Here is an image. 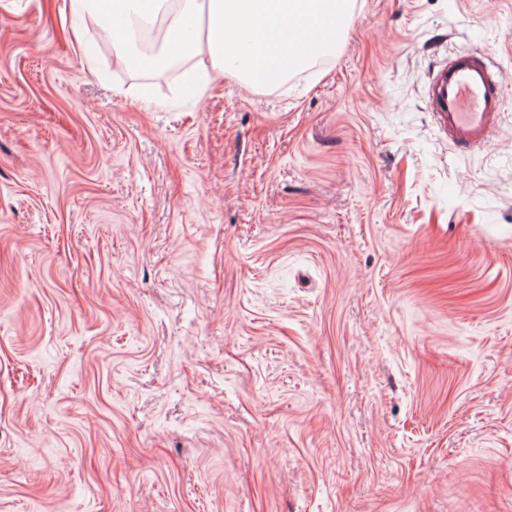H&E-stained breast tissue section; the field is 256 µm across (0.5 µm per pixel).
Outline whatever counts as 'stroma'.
Listing matches in <instances>:
<instances>
[{
    "instance_id": "obj_1",
    "label": "stroma",
    "mask_w": 512,
    "mask_h": 512,
    "mask_svg": "<svg viewBox=\"0 0 512 512\" xmlns=\"http://www.w3.org/2000/svg\"><path fill=\"white\" fill-rule=\"evenodd\" d=\"M62 2L0 0V512H512V0H352L201 95ZM505 79L482 52L457 54L439 70L430 95L450 143L471 151L491 141L504 106Z\"/></svg>"
}]
</instances>
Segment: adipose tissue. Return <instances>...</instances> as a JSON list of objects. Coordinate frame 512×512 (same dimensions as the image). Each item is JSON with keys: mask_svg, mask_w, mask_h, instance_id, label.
Returning <instances> with one entry per match:
<instances>
[{"mask_svg": "<svg viewBox=\"0 0 512 512\" xmlns=\"http://www.w3.org/2000/svg\"><path fill=\"white\" fill-rule=\"evenodd\" d=\"M349 0H71L74 14L104 24L112 37L116 59L129 64L128 49L143 23L164 16L168 44L177 54L206 57L209 65L186 71L192 86H206L211 73L262 85L264 75L298 50L299 41L280 28L281 17L305 32L321 31L319 50L336 43V17L344 15Z\"/></svg>", "mask_w": 512, "mask_h": 512, "instance_id": "adipose-tissue-1", "label": "adipose tissue"}]
</instances>
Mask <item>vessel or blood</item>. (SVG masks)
<instances>
[{"instance_id": "b4317fda", "label": "vessel or blood", "mask_w": 512, "mask_h": 512, "mask_svg": "<svg viewBox=\"0 0 512 512\" xmlns=\"http://www.w3.org/2000/svg\"><path fill=\"white\" fill-rule=\"evenodd\" d=\"M505 79L482 52L455 55L439 70L430 95L450 143L471 151L491 141L504 106Z\"/></svg>"}]
</instances>
